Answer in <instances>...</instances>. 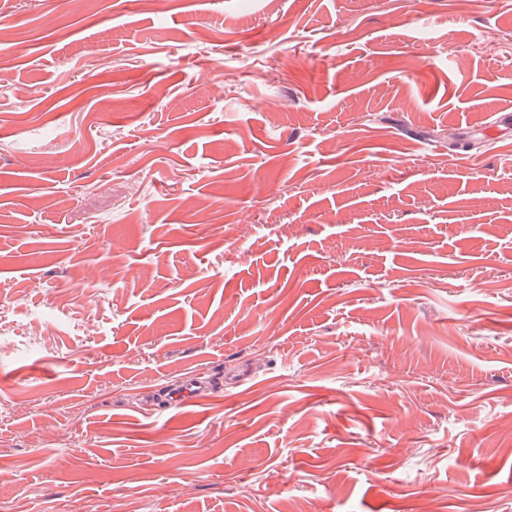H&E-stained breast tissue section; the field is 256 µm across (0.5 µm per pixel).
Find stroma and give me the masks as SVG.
Wrapping results in <instances>:
<instances>
[{
	"label": "stroma",
	"mask_w": 512,
	"mask_h": 512,
	"mask_svg": "<svg viewBox=\"0 0 512 512\" xmlns=\"http://www.w3.org/2000/svg\"><path fill=\"white\" fill-rule=\"evenodd\" d=\"M494 111L512 0H0V512H512ZM207 383V379L198 373L193 379L183 382L178 389L168 390L166 392L168 403L166 409L178 408L185 402L197 397L204 391Z\"/></svg>",
	"instance_id": "35a3bbf8"
}]
</instances>
